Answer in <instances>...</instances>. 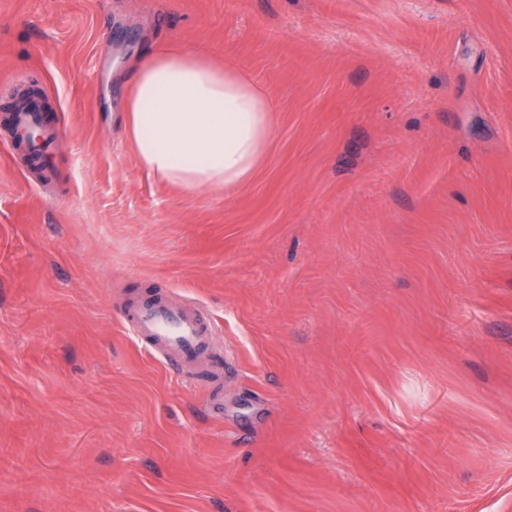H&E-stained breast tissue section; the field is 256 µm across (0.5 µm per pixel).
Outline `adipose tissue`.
<instances>
[{"label":"adipose tissue","mask_w":512,"mask_h":512,"mask_svg":"<svg viewBox=\"0 0 512 512\" xmlns=\"http://www.w3.org/2000/svg\"><path fill=\"white\" fill-rule=\"evenodd\" d=\"M273 106L244 74L179 45L142 51L132 66L124 135L148 176L184 192L248 181L270 140Z\"/></svg>","instance_id":"1"}]
</instances>
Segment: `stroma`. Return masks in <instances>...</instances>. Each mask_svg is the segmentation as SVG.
Segmentation results:
<instances>
[{
	"instance_id": "1",
	"label": "stroma",
	"mask_w": 512,
	"mask_h": 512,
	"mask_svg": "<svg viewBox=\"0 0 512 512\" xmlns=\"http://www.w3.org/2000/svg\"><path fill=\"white\" fill-rule=\"evenodd\" d=\"M275 107L240 187L123 136L146 47ZM0 512H512V0H0ZM203 305L224 400L123 329ZM57 136V131L49 129L46 131L45 136L41 141H36L24 145H17L16 143H14L11 146H8L10 155H14L17 152H21L24 155V157L28 160L38 159L41 155L44 156L46 154L47 150L53 144Z\"/></svg>"
}]
</instances>
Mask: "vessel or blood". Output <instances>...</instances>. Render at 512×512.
<instances>
[{"label": "vessel or blood", "instance_id": "obj_1", "mask_svg": "<svg viewBox=\"0 0 512 512\" xmlns=\"http://www.w3.org/2000/svg\"><path fill=\"white\" fill-rule=\"evenodd\" d=\"M57 137L47 130L43 140L24 145H11L10 153H22L35 160L46 154L50 142ZM124 327L157 355L168 370L179 371L186 362H211L209 353L215 333L212 322L203 318L195 306L175 304L166 300L131 301L124 305L121 315Z\"/></svg>", "mask_w": 512, "mask_h": 512}]
</instances>
